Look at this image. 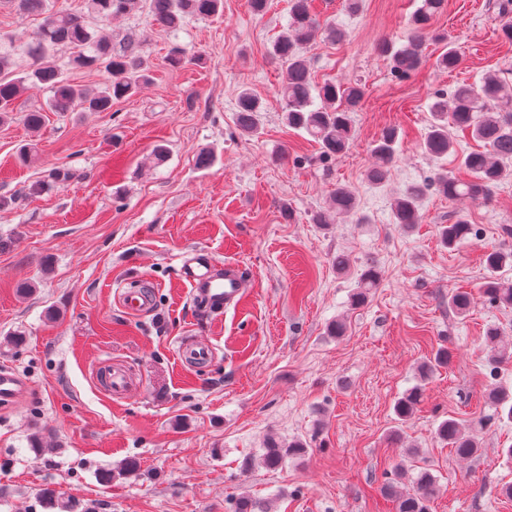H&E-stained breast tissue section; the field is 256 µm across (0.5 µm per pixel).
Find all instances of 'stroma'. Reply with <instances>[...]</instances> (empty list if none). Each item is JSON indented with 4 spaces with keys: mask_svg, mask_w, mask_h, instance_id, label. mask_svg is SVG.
Returning a JSON list of instances; mask_svg holds the SVG:
<instances>
[{
    "mask_svg": "<svg viewBox=\"0 0 512 512\" xmlns=\"http://www.w3.org/2000/svg\"><path fill=\"white\" fill-rule=\"evenodd\" d=\"M506 2L446 0L431 28L460 47L461 66L439 69L442 46L432 41L425 62L401 77L376 46L406 41L420 0H363L354 14L344 0H313L342 34L308 48L315 81L365 88L346 151L328 159L282 121L271 48L288 0H269L262 15L249 0H224L222 16L175 31L143 8L114 20L113 49L135 43L152 80L111 111L51 112L49 88L22 93L19 109L46 114L36 133L16 119L0 123V368L28 384L0 405V512H52L47 488L88 512H233L243 495L269 512H396L395 492L416 488L412 461L436 480L429 512H512L501 493L512 484V420L491 397L512 395V363L492 362L486 349L494 330L512 353V306L484 292L485 252L512 250V174L483 200L429 191L414 229L392 218L408 184L441 169L467 179L458 162L425 152L428 106L435 93L512 71ZM41 22L0 0V42L13 45L17 73L33 66L25 46ZM176 45L196 62L171 68ZM244 86L265 106L255 136L235 122ZM391 127L396 162L376 187L365 173ZM159 144L167 158L158 165ZM203 149L213 155L206 169L195 163ZM58 168L72 176L54 185ZM340 184L354 191L358 219L313 223ZM461 217L476 235L448 250L437 228ZM199 252L238 264L248 279L242 303L217 318L194 306L180 278L183 259ZM340 253L349 259L342 272ZM369 267L378 286L353 306ZM136 281L151 286L154 306L134 316L118 292ZM455 289L471 295L467 317L448 308ZM187 336L215 347L207 367L181 361ZM443 346L450 366L420 380L421 364ZM114 362L136 384L121 399L98 381ZM417 384L419 404L398 419L396 402ZM451 416L485 419L476 456L460 459L437 438ZM38 434L42 453L30 447ZM271 438L305 451L267 469ZM129 458L136 474L100 482Z\"/></svg>",
    "mask_w": 512,
    "mask_h": 512,
    "instance_id": "35a3bbf8",
    "label": "stroma"
}]
</instances>
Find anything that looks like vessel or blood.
<instances>
[{
    "mask_svg": "<svg viewBox=\"0 0 512 512\" xmlns=\"http://www.w3.org/2000/svg\"><path fill=\"white\" fill-rule=\"evenodd\" d=\"M180 276L189 285L195 300L218 313L237 307L247 288V282L235 264L228 263L220 267L202 256L184 261L180 268ZM121 302L128 313L142 314L152 306V291L146 285L125 289L121 295ZM214 354L213 346L203 340L184 344L180 350L182 360L194 367L207 365ZM105 384L116 398L128 395L133 388L130 374L119 366L111 368L105 378ZM25 392L26 385L18 375L9 369H0V404H13Z\"/></svg>",
    "mask_w": 512,
    "mask_h": 512,
    "instance_id": "obj_1",
    "label": "vessel or blood"
}]
</instances>
